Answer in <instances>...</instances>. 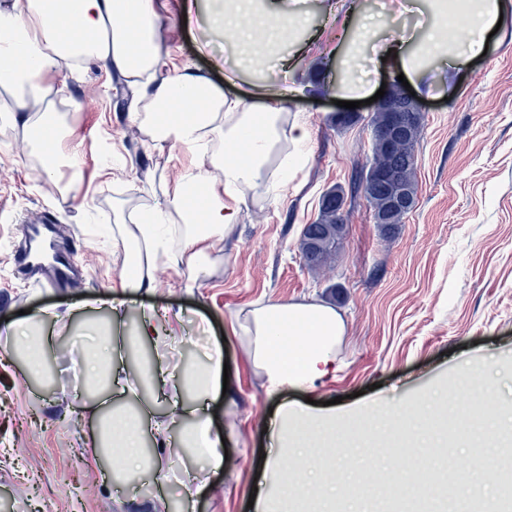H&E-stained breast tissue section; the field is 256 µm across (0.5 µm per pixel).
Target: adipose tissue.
Returning a JSON list of instances; mask_svg holds the SVG:
<instances>
[{
	"label": "adipose tissue",
	"instance_id": "obj_1",
	"mask_svg": "<svg viewBox=\"0 0 512 512\" xmlns=\"http://www.w3.org/2000/svg\"><path fill=\"white\" fill-rule=\"evenodd\" d=\"M14 0H0V122L21 128L24 148L36 150L39 173L52 174L67 160L66 131L54 120L52 86L42 78L63 65H97L125 74L133 92L132 116L151 141L203 151L222 173L223 190L206 191L203 170L183 175L157 214L135 220L128 235L132 246L127 272L119 290L99 298L98 308L122 320L128 305L153 287L152 264L179 239L183 261L191 272L202 271L211 240L223 237L237 218L243 188L271 179L286 186L303 161L311 139L308 126L285 122L284 107L254 110L238 97H228L205 76L183 69L165 73L155 47L162 25L157 0H31L26 20H19ZM296 0H224L212 18L244 58L257 49L274 48L285 35L299 30ZM360 18L362 43L371 52L375 70L404 74L426 92L454 94L451 76L482 55L487 37L498 21H512V0H429L420 21L424 38L418 51L406 31L390 29L386 14L362 15L359 0H339L336 42L350 44L353 18ZM291 151L282 162L274 156L281 143ZM249 353L272 388H315L336 371V345L345 323L336 308L321 302L271 301L251 309L246 317ZM119 347L110 346L85 362V369L103 379L119 395L130 392V373L118 361ZM222 356L214 354L205 367L184 375L150 369L148 383L189 392L190 405L176 410L177 418L194 417L188 447L204 456L210 468L223 469V431L213 429L207 414L209 399L221 385ZM370 426L357 415L342 418L309 409L284 408L275 425L283 448H325V462L310 464L307 473L280 474L276 493L260 495L255 512H311L317 486L335 491L328 481L337 460L354 440H367ZM145 428L141 414L125 417L119 430L107 421L91 430L93 457H106L122 469L145 467Z\"/></svg>",
	"mask_w": 512,
	"mask_h": 512
}]
</instances>
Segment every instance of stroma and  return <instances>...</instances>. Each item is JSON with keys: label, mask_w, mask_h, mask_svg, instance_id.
<instances>
[{"label": "stroma", "mask_w": 512, "mask_h": 512, "mask_svg": "<svg viewBox=\"0 0 512 512\" xmlns=\"http://www.w3.org/2000/svg\"><path fill=\"white\" fill-rule=\"evenodd\" d=\"M160 2L156 46L168 65L250 102L275 100L294 81L308 86L286 105L287 116L312 131L297 175L276 191L266 183L243 190L236 223L210 243L197 279L174 260L157 261L153 289L129 306L124 323L129 334L142 310L159 314L157 343L140 344L138 354L142 364L158 359L173 374L222 349L228 390L215 394L209 413L224 431L228 458L214 470L183 448L188 422L173 421L142 382L131 402L148 411L147 452L156 451L155 426L170 429L160 468L110 480L92 460L85 402L99 390L86 383L80 362L96 349L95 329L107 320L89 303L118 288L127 268L121 226L162 207L185 170L206 169L217 189L222 176L205 156L143 133L129 136L135 122L121 73L95 66L63 72L52 79L55 108L67 147L78 154L75 166L34 176L37 155L11 147L13 130L0 127V512H141L159 498L168 512H251L250 493L276 486L264 475L265 459L303 470L267 429L283 405L309 399L335 400L336 412L361 411L375 426L393 406L426 396L431 415L450 423L462 412L499 440L512 439V24L458 74L456 96H422L416 204L385 236L362 192L352 189L372 158L371 108H356L354 124L336 125L335 95L326 88L336 77L327 59L335 32L323 21L336 0H301L320 37L311 43L301 32L288 45L294 70L260 66L252 73L206 10L189 15L183 0ZM336 185L346 191V232L333 259L311 270L300 257V233ZM46 209L58 211V236L83 268L68 288H36L15 272L25 238L17 219ZM311 298L335 306L346 321L336 375L314 389L271 391L249 355L243 316L260 302ZM36 321L49 346L45 377L30 379L17 336ZM466 446L457 433L433 449V492L418 512H430L453 471L472 474L480 500L496 497L498 468H479ZM341 467L335 500H314L324 512H398L399 498L414 490V472L398 452L370 456L355 448Z\"/></svg>", "instance_id": "1"}]
</instances>
